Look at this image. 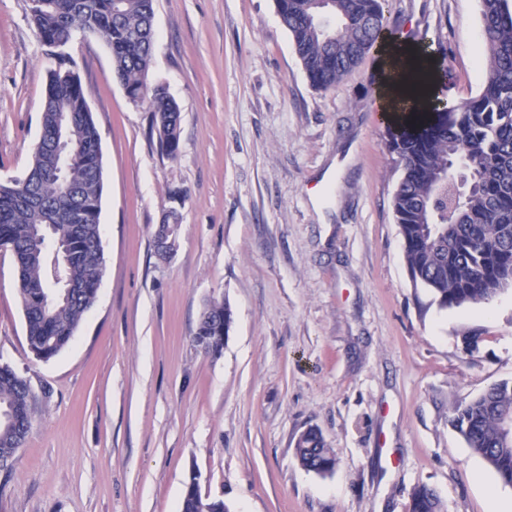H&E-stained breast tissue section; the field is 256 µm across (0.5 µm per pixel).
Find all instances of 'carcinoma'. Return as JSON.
<instances>
[{
    "mask_svg": "<svg viewBox=\"0 0 512 512\" xmlns=\"http://www.w3.org/2000/svg\"><path fill=\"white\" fill-rule=\"evenodd\" d=\"M483 63L479 92L454 110L438 111L431 95L426 112L413 113L389 132L388 148L401 178L393 196L396 224L414 285L439 305L488 303L512 287V0H479ZM41 40L52 45L77 31L106 38L112 69L135 102L147 101L161 150L179 149L180 112L160 84L148 85L153 50V0H30ZM295 53L311 83L329 90L380 46L388 30L384 0H275ZM412 59L435 70L438 50L415 42ZM69 120L76 160L64 178L52 137L60 116ZM43 146L33 151L27 174L0 183V248L11 252L19 282L27 343L40 360L65 349L94 305L105 258L101 234L104 188L101 138L79 75L63 59L50 74L42 109ZM71 244L63 299L51 276L48 240ZM232 312L209 301L194 342L206 352L224 345ZM31 397L28 381L0 364V450L21 448L32 423L17 414ZM512 382L490 386L459 406L452 422L468 447L504 482L512 484ZM299 464H335L333 449L315 430L295 445ZM180 512H201V493L186 487ZM411 512H441L440 498L426 486L411 495Z\"/></svg>",
    "mask_w": 512,
    "mask_h": 512,
    "instance_id": "cac0c4a2",
    "label": "carcinoma"
}]
</instances>
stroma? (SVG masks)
I'll list each match as a JSON object with an SVG mask.
<instances>
[{
    "label": "stroma",
    "mask_w": 512,
    "mask_h": 512,
    "mask_svg": "<svg viewBox=\"0 0 512 512\" xmlns=\"http://www.w3.org/2000/svg\"><path fill=\"white\" fill-rule=\"evenodd\" d=\"M399 37L441 44L442 93L480 88L478 0H385ZM150 83L180 110L176 158L112 75L102 35L63 54L29 0H0V181L23 177L48 75L66 56L98 125L105 272L72 344L37 359L0 251V363L30 384L32 430L0 470V512H179L186 484L230 512H487L512 485L467 447L454 408L512 380V288L440 307L414 286L392 197L401 171L378 109L380 55L311 86L274 0H154ZM178 218L172 258L155 236ZM226 301L220 352L193 336ZM477 336L466 349L464 333ZM318 430L337 464L295 458ZM411 512H441L439 496L426 486L415 489L411 495Z\"/></svg>",
    "instance_id": "stroma-1"
}]
</instances>
